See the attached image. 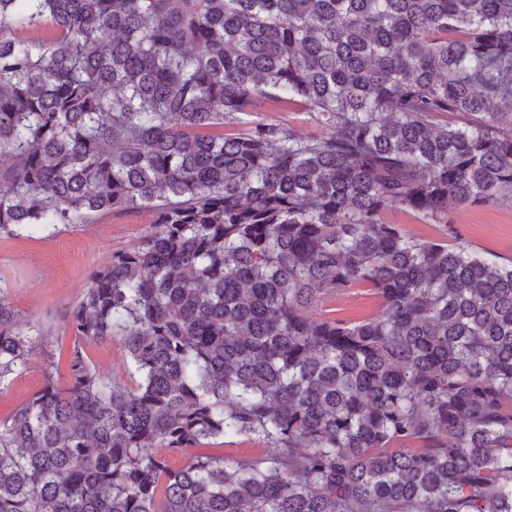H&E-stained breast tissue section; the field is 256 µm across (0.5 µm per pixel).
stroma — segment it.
<instances>
[{"label": "stroma", "mask_w": 512, "mask_h": 512, "mask_svg": "<svg viewBox=\"0 0 512 512\" xmlns=\"http://www.w3.org/2000/svg\"><path fill=\"white\" fill-rule=\"evenodd\" d=\"M254 119L281 124L302 134L317 133L303 106L262 104ZM448 215L464 239L481 252L512 258V206L461 208ZM147 212L111 214L96 224H62L53 236L21 230L0 235V294L10 300L21 323L45 333L26 368L0 381V419L12 415L44 385L43 364L58 360L70 344L67 316L93 273L108 265L114 252L130 248L150 233ZM380 301L367 286L320 302L316 315L358 321L375 314Z\"/></svg>", "instance_id": "1"}]
</instances>
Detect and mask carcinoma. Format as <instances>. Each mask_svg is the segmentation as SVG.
Returning <instances> with one entry per match:
<instances>
[{
	"instance_id": "cac0c4a2",
	"label": "carcinoma",
	"mask_w": 512,
	"mask_h": 512,
	"mask_svg": "<svg viewBox=\"0 0 512 512\" xmlns=\"http://www.w3.org/2000/svg\"><path fill=\"white\" fill-rule=\"evenodd\" d=\"M263 101L327 134L214 132ZM450 201L512 205V0H0V234L154 225L0 420V512H512V260ZM42 336L0 294V379ZM383 218L389 224H401L411 236L423 240H435L441 232L439 224H430L413 211L404 208L388 209ZM379 305V298L374 292L367 286L360 285L343 295L326 298L312 313L346 321H358L375 314ZM88 353L93 363L113 381L122 384L131 382L126 355L118 339L114 338L112 342L93 344L88 347ZM223 439L213 440L207 446L199 447L198 451L224 454L234 457H250L263 452L264 448L260 443L255 440H249L244 437L235 439L232 442L222 443Z\"/></svg>"
}]
</instances>
